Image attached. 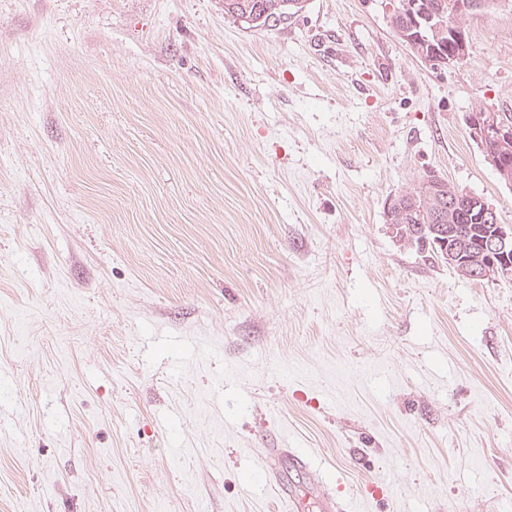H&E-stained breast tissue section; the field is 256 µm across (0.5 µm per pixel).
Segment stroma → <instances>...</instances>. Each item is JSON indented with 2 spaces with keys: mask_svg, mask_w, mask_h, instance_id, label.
<instances>
[{
  "mask_svg": "<svg viewBox=\"0 0 512 512\" xmlns=\"http://www.w3.org/2000/svg\"><path fill=\"white\" fill-rule=\"evenodd\" d=\"M394 8L0 0V512H274L269 448L355 512L512 502V276L384 215L431 171L512 225L466 128L512 0L438 68ZM307 0H224V12L251 27L269 29L301 12Z\"/></svg>",
  "mask_w": 512,
  "mask_h": 512,
  "instance_id": "obj_1",
  "label": "stroma"
}]
</instances>
